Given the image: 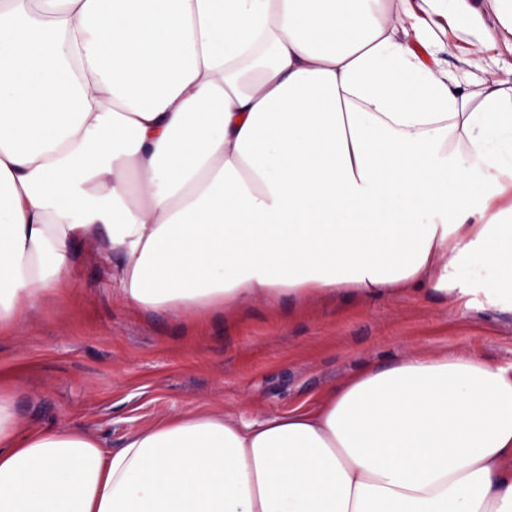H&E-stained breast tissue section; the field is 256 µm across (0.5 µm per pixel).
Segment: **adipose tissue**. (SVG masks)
<instances>
[{
  "label": "adipose tissue",
  "instance_id": "1",
  "mask_svg": "<svg viewBox=\"0 0 512 512\" xmlns=\"http://www.w3.org/2000/svg\"><path fill=\"white\" fill-rule=\"evenodd\" d=\"M512 0H0V333L120 255V299L430 292L512 311ZM504 78L472 89V70ZM0 512H512V374L407 353L316 408L190 409L117 452L22 428Z\"/></svg>",
  "mask_w": 512,
  "mask_h": 512
}]
</instances>
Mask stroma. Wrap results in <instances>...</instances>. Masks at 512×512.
I'll return each instance as SVG.
<instances>
[{"mask_svg":"<svg viewBox=\"0 0 512 512\" xmlns=\"http://www.w3.org/2000/svg\"><path fill=\"white\" fill-rule=\"evenodd\" d=\"M467 351L512 371V312L433 292L254 300L189 315L119 301L111 263L74 248L72 280L0 334V385L24 427H77L103 448L195 407L236 423L317 406L405 351Z\"/></svg>","mask_w":512,"mask_h":512,"instance_id":"1","label":"stroma"}]
</instances>
